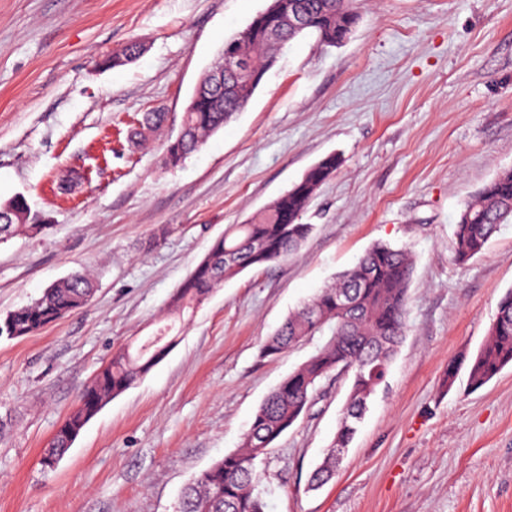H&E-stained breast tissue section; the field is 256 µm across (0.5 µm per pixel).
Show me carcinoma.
Here are the masks:
<instances>
[{
  "mask_svg": "<svg viewBox=\"0 0 512 512\" xmlns=\"http://www.w3.org/2000/svg\"><path fill=\"white\" fill-rule=\"evenodd\" d=\"M305 27L269 28L260 23L224 41L221 54L247 57L259 71L296 37L310 33L328 46L345 42L357 15L352 0H299ZM142 52L128 43L112 52L105 64L120 66ZM257 85L227 77L216 85L205 75L190 98L191 110L182 113L176 139L167 148L165 162L177 167L227 124L251 100ZM340 164L328 155L281 196L269 202L243 224H231L216 238L192 274L171 298V314H193L212 291L248 268L280 262L301 248L313 225L302 223L310 200ZM512 224V169L502 171L462 207L455 224V256L466 263L483 252L490 238ZM30 223L23 198L0 203V241L23 230L37 232ZM413 273L411 255L402 248L376 243L330 285L320 289L286 318L268 337L261 354L272 357L317 335L329 338L300 367L285 378L256 410L243 434L240 449L227 454L202 472L182 491L176 512H266L256 463L291 428L311 404L319 381L340 372L351 377L344 415L333 446L311 474L319 488L336 476V451L348 447L357 432L367 403L384 380L406 328L408 285ZM93 294L88 275L75 273L46 289L42 297L0 317V336L32 335L83 307ZM157 344L123 349L80 395L78 404L43 452V459L60 460L81 429L110 398L130 388L162 359ZM512 364V289L500 298L486 342L470 363V385L479 388Z\"/></svg>",
  "mask_w": 512,
  "mask_h": 512,
  "instance_id": "cac0c4a2",
  "label": "carcinoma"
}]
</instances>
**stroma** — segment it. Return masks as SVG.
<instances>
[{
	"mask_svg": "<svg viewBox=\"0 0 512 512\" xmlns=\"http://www.w3.org/2000/svg\"><path fill=\"white\" fill-rule=\"evenodd\" d=\"M268 4L0 0V203L23 198L45 226L0 243V314L79 270L95 284L35 335L0 337V512H175L322 342L264 358L266 339L378 242L414 256L405 338L334 480L308 485L348 397L342 376L258 461L268 512H512V366L476 390L467 370L447 380L512 288V224L464 265L454 239L464 203L512 168V0H356L346 43L295 39L223 130L165 166L198 79ZM130 42L142 55L106 67ZM152 110L165 127L131 139ZM330 154L340 165L309 203L300 250L171 322L172 294L225 228ZM69 169L89 180L62 195ZM169 323V353L44 469L113 353Z\"/></svg>",
	"mask_w": 512,
	"mask_h": 512,
	"instance_id": "stroma-1",
	"label": "stroma"
}]
</instances>
